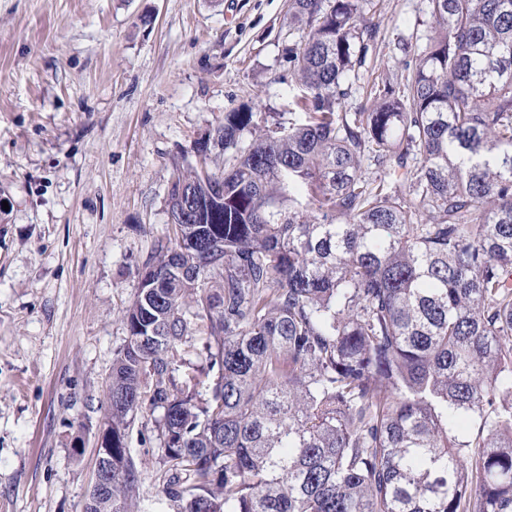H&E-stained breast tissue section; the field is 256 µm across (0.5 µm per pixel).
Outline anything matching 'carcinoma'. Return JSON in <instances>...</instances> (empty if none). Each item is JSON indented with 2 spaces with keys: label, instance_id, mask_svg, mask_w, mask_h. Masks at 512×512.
<instances>
[{
  "label": "carcinoma",
  "instance_id": "obj_1",
  "mask_svg": "<svg viewBox=\"0 0 512 512\" xmlns=\"http://www.w3.org/2000/svg\"><path fill=\"white\" fill-rule=\"evenodd\" d=\"M364 2L290 0L305 121L226 112L172 179L85 512H132L144 409L155 512H512V0H429L406 84L338 112L379 34ZM194 334L211 385L178 358ZM159 415V411L152 414L149 410H143V412L138 413L129 429L128 446L141 471L142 478L139 491L140 498H137V508L133 509L134 512H148L147 510H151L154 507L156 495L161 488L158 474L163 467L159 463L157 452V448L160 446L157 423Z\"/></svg>",
  "mask_w": 512,
  "mask_h": 512
}]
</instances>
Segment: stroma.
<instances>
[{
    "instance_id": "stroma-1",
    "label": "stroma",
    "mask_w": 512,
    "mask_h": 512,
    "mask_svg": "<svg viewBox=\"0 0 512 512\" xmlns=\"http://www.w3.org/2000/svg\"><path fill=\"white\" fill-rule=\"evenodd\" d=\"M380 36L342 109L402 85L427 0H372ZM288 0H0V512H83L123 314L166 197L225 112L294 111ZM158 417L128 446L139 512Z\"/></svg>"
}]
</instances>
